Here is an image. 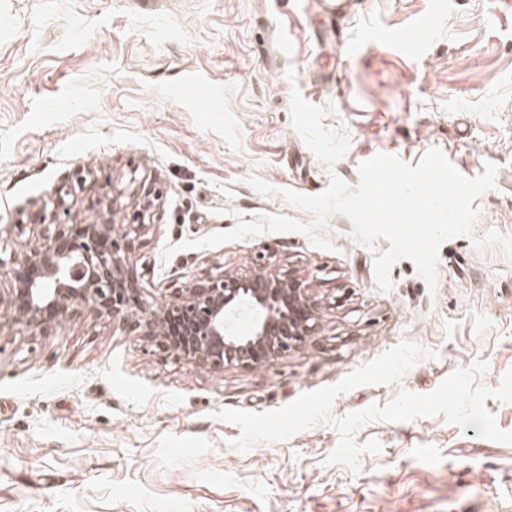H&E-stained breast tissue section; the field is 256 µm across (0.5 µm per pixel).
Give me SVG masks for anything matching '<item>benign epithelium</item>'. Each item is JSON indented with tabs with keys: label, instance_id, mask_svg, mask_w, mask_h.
Here are the masks:
<instances>
[{
	"label": "benign epithelium",
	"instance_id": "benign-epithelium-1",
	"mask_svg": "<svg viewBox=\"0 0 512 512\" xmlns=\"http://www.w3.org/2000/svg\"><path fill=\"white\" fill-rule=\"evenodd\" d=\"M73 189L40 216L42 243L30 255L20 262L0 257V273L11 282L10 322L42 333L80 307L120 321L176 361L211 371L269 364L319 334L310 283L291 271H273L265 260L244 275L190 277L168 303L149 300L130 258L153 223L159 193L146 189L142 202L117 223V195L93 220H79L66 202Z\"/></svg>",
	"mask_w": 512,
	"mask_h": 512
}]
</instances>
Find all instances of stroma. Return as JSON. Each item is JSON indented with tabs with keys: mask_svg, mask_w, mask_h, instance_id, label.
<instances>
[{
	"mask_svg": "<svg viewBox=\"0 0 512 512\" xmlns=\"http://www.w3.org/2000/svg\"><path fill=\"white\" fill-rule=\"evenodd\" d=\"M325 26L316 0H0V255L29 254L31 216L77 177L80 219L150 184L164 196L132 261L152 300L264 254L310 282L322 324L271 364L211 372L106 316L40 334L0 303V512H512V445L441 415L368 421L353 438L378 453L326 462L334 420L480 362L488 388L512 368V0H359L335 23L353 54L319 41ZM295 91L347 138L334 169L292 128ZM434 148L468 177L497 168L472 235L442 244L435 290L403 259L381 291L388 241L363 245L340 215L321 230L328 250L272 231L183 246L240 218L312 223L283 190L320 193L333 173L353 187L375 154L415 165ZM404 339L426 355L399 382L339 395L332 423L231 447L240 430L217 411L284 406Z\"/></svg>",
	"mask_w": 512,
	"mask_h": 512,
	"instance_id": "35a3bbf8",
	"label": "stroma"
}]
</instances>
